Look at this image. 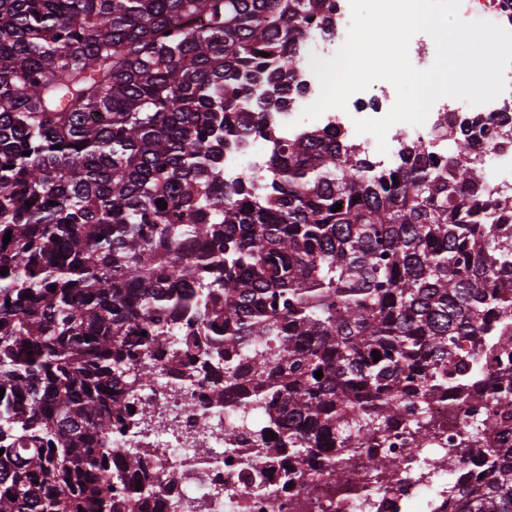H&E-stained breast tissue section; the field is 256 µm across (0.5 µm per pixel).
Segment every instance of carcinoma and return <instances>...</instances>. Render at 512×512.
Returning a JSON list of instances; mask_svg holds the SVG:
<instances>
[{
	"mask_svg": "<svg viewBox=\"0 0 512 512\" xmlns=\"http://www.w3.org/2000/svg\"><path fill=\"white\" fill-rule=\"evenodd\" d=\"M311 21L332 32V4L0 0V512H141L147 463L112 447L129 406L104 389L152 380L151 309L217 338L201 355L224 386L248 379L247 408L281 404L296 479L351 486L366 451L395 477L392 432L424 448L437 431L411 393L451 410L482 402L484 376L512 391V239L493 217L512 197L483 195L465 146L409 143L382 167L315 129L224 182L225 142L272 136ZM511 428L500 410L448 449L492 473L459 512H512V462L483 441ZM264 434L231 427L225 449L260 475Z\"/></svg>",
	"mask_w": 512,
	"mask_h": 512,
	"instance_id": "obj_1",
	"label": "carcinoma"
}]
</instances>
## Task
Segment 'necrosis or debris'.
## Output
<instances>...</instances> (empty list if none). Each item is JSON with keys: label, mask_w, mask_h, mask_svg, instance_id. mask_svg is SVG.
I'll return each instance as SVG.
<instances>
[{"label": "necrosis or debris", "mask_w": 512, "mask_h": 512, "mask_svg": "<svg viewBox=\"0 0 512 512\" xmlns=\"http://www.w3.org/2000/svg\"><path fill=\"white\" fill-rule=\"evenodd\" d=\"M331 2L334 34H323L314 24L305 28L296 51L301 89L287 108L268 115L272 132L279 138L296 134L295 122L302 110L320 95L311 56L330 58L346 41L350 0ZM504 77L507 88L492 102L472 106L445 97L435 102L424 124L392 126L387 133L386 160L397 159L404 144L418 141L428 144L437 156L454 155L457 147L443 137L442 128L460 127L469 157L482 168L485 192L512 196V66ZM395 100L394 87L377 81L353 94L346 109L327 110L311 125L340 131L371 154L377 149L375 139L357 133L354 121L383 117ZM269 150V142L254 135L228 141L224 147L225 181L255 175ZM167 324V333L151 337L147 343L146 353L156 366L153 382L129 397L145 436L134 438L122 433L120 423L112 425L113 447L145 449L152 462L146 481L150 492L142 500L144 512H457L455 502L448 499L449 492L480 484L481 474L487 471L476 452L449 460L448 441L479 418L507 408V401L492 390L477 409L464 402L453 407L444 400L430 402L426 413L441 429L427 447L412 453L400 438H391L388 450L401 461L393 482L377 483L361 458L355 481L366 485L365 493L346 490L325 474L287 486L282 481L286 461L274 450L266 466V483L273 487V494L253 490L245 465L230 458L224 449V431L232 427L234 417L210 405L213 379L180 344L189 330L187 317L168 315Z\"/></svg>", "instance_id": "1"}]
</instances>
